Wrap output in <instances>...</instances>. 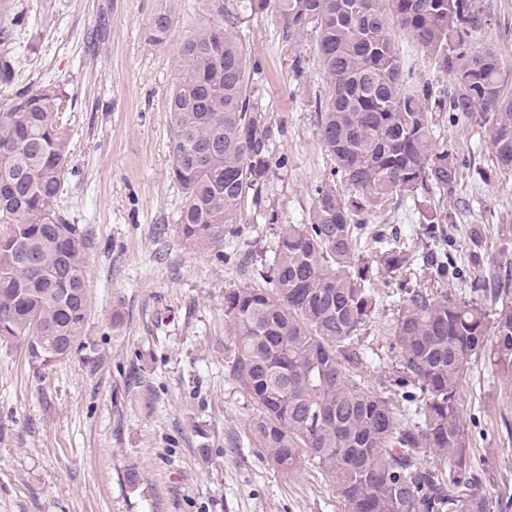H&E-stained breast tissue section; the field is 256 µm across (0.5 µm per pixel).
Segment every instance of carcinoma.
Masks as SVG:
<instances>
[{"label":"carcinoma","mask_w":512,"mask_h":512,"mask_svg":"<svg viewBox=\"0 0 512 512\" xmlns=\"http://www.w3.org/2000/svg\"><path fill=\"white\" fill-rule=\"evenodd\" d=\"M215 20L191 27L170 91V175L184 204L178 234L190 247L222 240L251 200L277 225L264 288L224 292L231 336L228 375L256 405L254 447L282 472L305 458L336 485L347 512H494L470 464L459 388L472 358L494 336L495 364L512 371V285L468 286L448 253L424 263L440 288H404L395 320L394 386L417 393L414 418L354 379L358 342L374 314L377 278L418 260L398 238L355 254L366 214L392 198L442 197L458 160L434 121L448 112L489 126L493 165L512 170V90L491 48H473L490 17L482 0H277L287 41L316 35L326 91L314 102L319 139L334 158L298 224L265 207L274 145L266 111L251 94L242 13L208 0ZM152 40L172 26L160 8ZM408 34L450 80L446 96L406 78L396 31ZM13 51L0 50V83L13 82ZM63 92L19 89L0 106V341H17L28 363L51 368L83 347L91 312L87 233L67 221L69 131ZM458 279L460 292L444 288ZM424 451L430 460L422 463Z\"/></svg>","instance_id":"1"}]
</instances>
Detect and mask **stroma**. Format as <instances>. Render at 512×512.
<instances>
[{
    "label": "stroma",
    "instance_id": "35a3bbf8",
    "mask_svg": "<svg viewBox=\"0 0 512 512\" xmlns=\"http://www.w3.org/2000/svg\"><path fill=\"white\" fill-rule=\"evenodd\" d=\"M163 2L172 27L158 44L149 23ZM486 4L493 23L475 45L498 53L512 86V0ZM206 15V0H0V32L17 53L0 101L47 82L65 90L73 174L62 207L92 240L84 350L39 371L22 344L0 343V512H347L315 465L287 475L257 453L256 407L224 371V293L263 286L257 257L273 248L275 226L253 221L247 204L216 248L189 249L177 233L183 194L169 174L167 97L177 42ZM240 35L276 142L272 199L279 222L296 224L335 167L313 111L325 92L315 40L289 44L272 6L250 14ZM399 46L413 80L450 90L407 36ZM436 123L459 160L452 192L371 213L357 253L374 256L380 234L394 232L418 251H450L469 282L512 274V173L491 164L489 129ZM432 211L451 215L444 232L426 224ZM434 285L419 262L382 277V304L359 338L362 383L400 414L405 395L391 384L399 293ZM460 404L483 490L511 499L512 373L481 354Z\"/></svg>",
    "mask_w": 512,
    "mask_h": 512
}]
</instances>
